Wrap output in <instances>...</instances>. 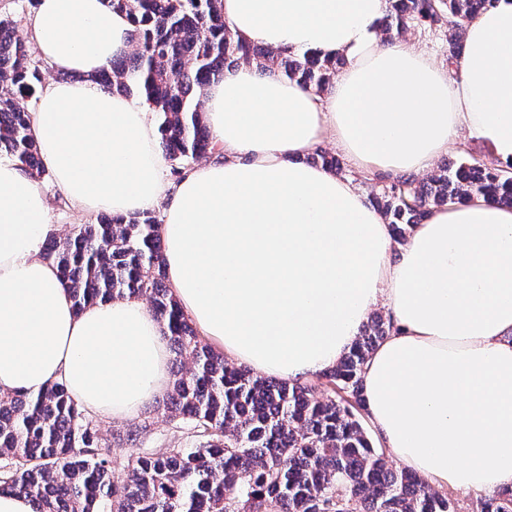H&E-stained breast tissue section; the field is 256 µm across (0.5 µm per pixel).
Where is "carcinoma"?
<instances>
[{
    "mask_svg": "<svg viewBox=\"0 0 512 512\" xmlns=\"http://www.w3.org/2000/svg\"><path fill=\"white\" fill-rule=\"evenodd\" d=\"M494 0H386L384 35L448 28L458 56L464 24ZM131 22L130 50L93 80L138 93L157 115L159 146L172 174L210 156L216 145L202 119L209 83L243 63L279 72L321 94L342 59L290 55L233 38L218 0H107ZM41 83L30 46L0 20V153L36 180L49 176L30 133L26 101ZM512 207V164L462 159L418 181L387 177L373 199L395 240H406L434 208L461 199ZM77 310L115 298L147 299L163 325L177 371L160 406L202 438L162 455L137 456L118 476L111 442L60 382L36 393L0 395V494L26 495L35 512H455L425 479L390 467L363 426V366L394 329L381 315L350 352L313 383H288L234 367L206 343L179 307L165 273L160 222L150 212L102 213L95 224L47 240ZM480 512H512V487L479 499Z\"/></svg>",
    "mask_w": 512,
    "mask_h": 512,
    "instance_id": "cac0c4a2",
    "label": "carcinoma"
}]
</instances>
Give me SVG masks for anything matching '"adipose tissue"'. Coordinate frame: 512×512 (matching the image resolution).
<instances>
[{"label": "adipose tissue", "mask_w": 512, "mask_h": 512, "mask_svg": "<svg viewBox=\"0 0 512 512\" xmlns=\"http://www.w3.org/2000/svg\"><path fill=\"white\" fill-rule=\"evenodd\" d=\"M232 34L343 56L330 92L241 65L206 89L216 151L167 176L148 108L90 80L130 48L105 0H38V55L59 71L31 131L77 211L162 217L165 272L183 312L225 355L296 382L332 369L370 310L393 332L363 369L368 417L401 466L458 491L512 486V208L433 209L404 243L350 179L303 157L334 141L362 173L431 171L468 134L512 163V0L465 26L452 69L386 43L385 0H221ZM50 202L0 157V392L63 382L122 421L169 386L162 325L134 299L75 310L41 255Z\"/></svg>", "instance_id": "1"}]
</instances>
